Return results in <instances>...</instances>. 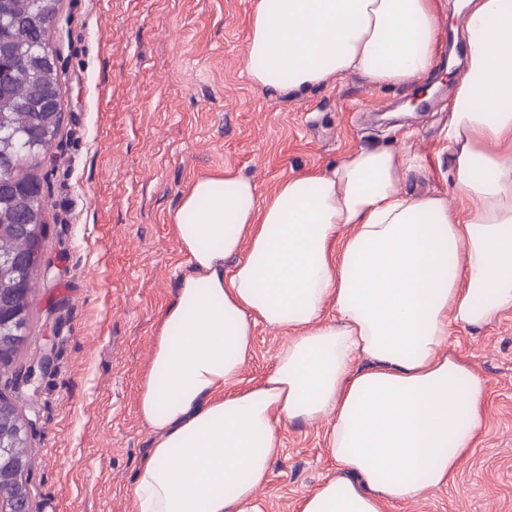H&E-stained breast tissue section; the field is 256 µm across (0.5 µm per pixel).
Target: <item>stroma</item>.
Instances as JSON below:
<instances>
[{
  "mask_svg": "<svg viewBox=\"0 0 512 512\" xmlns=\"http://www.w3.org/2000/svg\"><path fill=\"white\" fill-rule=\"evenodd\" d=\"M253 0H60L50 32L61 50L65 120L38 168L48 201L42 262L22 352L0 392L32 420L29 483L36 512H133L140 459L152 443L136 411L142 369L187 269L169 216L187 185L233 167L260 192L336 163L350 148L413 144L427 159L402 184L452 194L444 141L466 63L457 0H435L439 68L431 103L412 112L413 85L354 75L300 97L270 96L245 77ZM282 332L261 325L243 372L260 380ZM454 349L486 381V425L453 484L393 512H512V311ZM54 362L22 385L44 349ZM324 426L294 423L261 497L265 512H298L335 463Z\"/></svg>",
  "mask_w": 512,
  "mask_h": 512,
  "instance_id": "stroma-1",
  "label": "stroma"
}]
</instances>
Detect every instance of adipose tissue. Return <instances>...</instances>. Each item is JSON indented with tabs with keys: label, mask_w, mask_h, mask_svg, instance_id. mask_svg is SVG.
Wrapping results in <instances>:
<instances>
[{
	"label": "adipose tissue",
	"mask_w": 512,
	"mask_h": 512,
	"mask_svg": "<svg viewBox=\"0 0 512 512\" xmlns=\"http://www.w3.org/2000/svg\"><path fill=\"white\" fill-rule=\"evenodd\" d=\"M457 14L469 54L445 139L466 209L402 191L424 164L409 145L354 147L265 195L232 167L183 192L170 224L189 269L141 378L153 441L134 512H264L292 423H326L336 463L300 512H388L453 481L484 429L486 383L450 329L512 309V0H460ZM439 34L432 0H256L245 74L297 95L346 74L419 85ZM260 324L288 339L247 383Z\"/></svg>",
	"instance_id": "1"
}]
</instances>
